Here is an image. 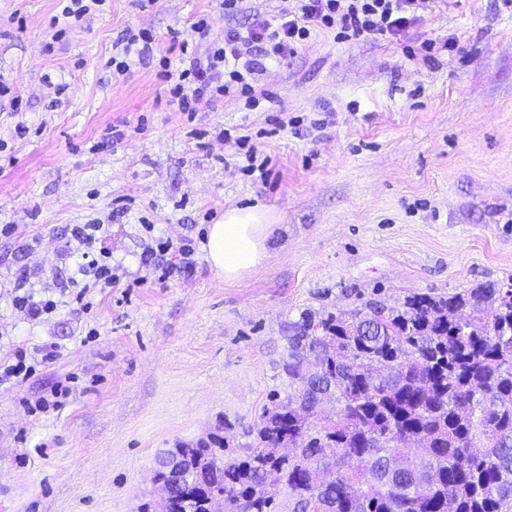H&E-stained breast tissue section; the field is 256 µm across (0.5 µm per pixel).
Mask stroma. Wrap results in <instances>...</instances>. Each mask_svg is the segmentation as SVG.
Here are the masks:
<instances>
[{
    "instance_id": "obj_1",
    "label": "stroma",
    "mask_w": 512,
    "mask_h": 512,
    "mask_svg": "<svg viewBox=\"0 0 512 512\" xmlns=\"http://www.w3.org/2000/svg\"><path fill=\"white\" fill-rule=\"evenodd\" d=\"M242 0H108L65 35L57 0H0V359L59 345L27 379L0 382V512H139L159 505L155 459L218 420L242 448L271 398L298 385L285 370L292 326L443 294L512 284V7L504 0H426L406 35L344 43L313 35L297 56L266 62L257 85L274 111L238 98L169 101L155 62L102 84L127 28L198 48L224 30L290 8ZM213 16L206 36L190 29ZM461 39L431 63L419 39ZM66 91L48 110L49 83ZM299 121L298 130L288 129ZM26 138L15 133L18 123ZM126 125V139L105 137ZM268 158L246 173L248 148ZM260 205L278 226L256 272L227 281L209 266L206 227ZM105 224L100 248L123 275L92 288L89 309L66 284L78 259L70 230ZM192 269L143 280L145 225ZM56 301L37 319L11 304L14 285Z\"/></svg>"
}]
</instances>
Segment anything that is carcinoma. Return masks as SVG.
I'll use <instances>...</instances> for the list:
<instances>
[{
	"label": "carcinoma",
	"instance_id": "cac0c4a2",
	"mask_svg": "<svg viewBox=\"0 0 512 512\" xmlns=\"http://www.w3.org/2000/svg\"><path fill=\"white\" fill-rule=\"evenodd\" d=\"M288 375L298 396L264 409L246 452L221 420L157 458L156 481L184 468L168 512H274L270 483L287 512H512L511 287L307 320Z\"/></svg>",
	"mask_w": 512,
	"mask_h": 512
}]
</instances>
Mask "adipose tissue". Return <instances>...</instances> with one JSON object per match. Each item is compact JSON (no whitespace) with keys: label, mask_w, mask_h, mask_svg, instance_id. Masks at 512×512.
<instances>
[{"label":"adipose tissue","mask_w":512,"mask_h":512,"mask_svg":"<svg viewBox=\"0 0 512 512\" xmlns=\"http://www.w3.org/2000/svg\"><path fill=\"white\" fill-rule=\"evenodd\" d=\"M273 231L268 210L259 207L228 210L222 222L207 227L206 259L225 280L241 279L262 266L266 243Z\"/></svg>","instance_id":"1"}]
</instances>
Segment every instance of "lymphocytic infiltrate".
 <instances>
[{
  "mask_svg": "<svg viewBox=\"0 0 512 512\" xmlns=\"http://www.w3.org/2000/svg\"><path fill=\"white\" fill-rule=\"evenodd\" d=\"M425 0H295L291 9L277 20L257 17L246 28L224 32L223 45L203 50L190 48L178 30H171L180 56L177 62L162 58L165 80L171 81V94L182 111L192 112L195 102L226 96L245 98L250 109L260 108L266 93L256 90L261 60L281 61L297 53L319 30H330L334 39L344 42L360 38H383L405 33L421 19ZM119 50L104 66V82L119 80L132 60L150 59L154 36L147 29H126L118 40ZM103 227L99 224L75 226L72 234L86 247L77 264L85 287H115L120 277L110 262L90 257L88 250L96 243ZM152 239L141 255L142 266L162 276L182 273L192 264V252L172 250L168 240L154 236L153 225H146Z\"/></svg>",
  "mask_w": 512,
  "mask_h": 512,
  "instance_id": "obj_1",
  "label": "lymphocytic infiltrate"
}]
</instances>
